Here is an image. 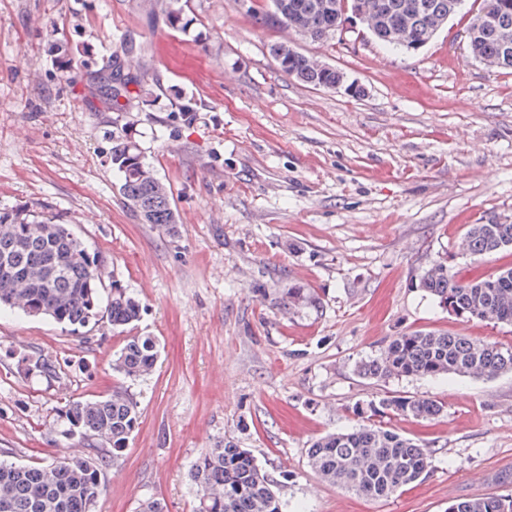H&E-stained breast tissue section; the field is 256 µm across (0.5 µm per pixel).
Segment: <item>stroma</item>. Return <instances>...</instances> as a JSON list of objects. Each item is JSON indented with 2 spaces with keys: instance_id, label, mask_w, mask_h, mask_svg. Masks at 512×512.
<instances>
[{
  "instance_id": "35a3bbf8",
  "label": "stroma",
  "mask_w": 512,
  "mask_h": 512,
  "mask_svg": "<svg viewBox=\"0 0 512 512\" xmlns=\"http://www.w3.org/2000/svg\"><path fill=\"white\" fill-rule=\"evenodd\" d=\"M268 2L188 0L182 33L150 25L147 0H0V211L62 216L104 283L143 307L125 328L78 336L0 310V456L83 452L65 404L121 387L139 425L120 457L98 447L107 489L94 512L148 499L192 512L189 471L220 441L250 450L284 512H448L510 495L511 372L377 381L356 367L415 330L512 347V327L450 315L419 286L442 259L465 278L512 267L511 250L477 268L458 249L469 225L512 222V70L471 59L476 0L410 53L355 19L325 42L264 26L251 8ZM129 39L141 46L124 68L130 95L111 108L96 80ZM280 41L364 94L284 75L270 53ZM121 140L171 189L175 232L141 223L119 195ZM289 288L310 299L285 313ZM137 335L157 338L159 360L131 381L112 359ZM22 355L53 362L55 376L27 373ZM387 393L444 406L434 419H381L427 450L425 478L384 499L324 482L311 442L354 428V406Z\"/></svg>"
}]
</instances>
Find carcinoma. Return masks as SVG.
Here are the masks:
<instances>
[{
	"instance_id": "carcinoma-1",
	"label": "carcinoma",
	"mask_w": 512,
	"mask_h": 512,
	"mask_svg": "<svg viewBox=\"0 0 512 512\" xmlns=\"http://www.w3.org/2000/svg\"><path fill=\"white\" fill-rule=\"evenodd\" d=\"M272 2L273 11L260 13L265 25L323 41L336 15L351 10L361 16L377 41L412 52L414 46L427 44L464 0ZM151 15L169 29L186 30L179 0L151 10ZM479 16L490 20V27L480 32L467 27L471 58L492 68L512 69V57L501 58V38L512 36V0H480L472 18ZM270 52L282 73L307 85L331 89L344 79L340 69L324 67L286 42L273 44ZM112 164L120 173L119 194L142 223L174 229L177 219L170 189L137 146L116 143ZM506 248H512V223L497 220L469 225L459 243L461 253L475 261ZM102 287L101 261L64 220L26 207L0 212V309L49 318L74 334L92 323L104 321L120 328L140 318V303L124 289L112 287L104 303ZM420 287L456 316L512 325V267L462 281L449 269L448 261L441 260L423 272ZM304 299L303 289L290 288L281 297V309L290 310ZM158 357L155 337L129 336L114 366L136 381L153 372ZM357 371L380 379L448 374L491 378L512 371V348L448 333L412 331L392 337ZM443 410L436 400L393 395L356 412L390 411L432 419ZM65 416L80 441L108 445L116 458L138 425L139 410L127 390L117 388L106 397L70 400ZM308 463L323 480L373 499L387 498L421 480L430 468L426 449L376 424L318 438L308 450ZM190 479L195 512H283L274 485L253 455L234 443L202 449ZM105 487L100 464L85 454L33 464L0 462V512H92ZM448 512H512V495L459 499Z\"/></svg>"
}]
</instances>
